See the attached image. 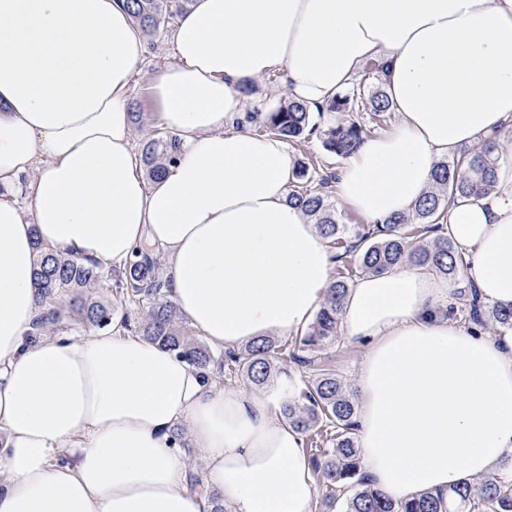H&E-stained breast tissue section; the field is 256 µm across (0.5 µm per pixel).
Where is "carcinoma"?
I'll return each instance as SVG.
<instances>
[{
  "mask_svg": "<svg viewBox=\"0 0 512 512\" xmlns=\"http://www.w3.org/2000/svg\"><path fill=\"white\" fill-rule=\"evenodd\" d=\"M191 0H126L135 23L146 33H154L168 19L183 14ZM392 111L381 89L355 84L319 107L333 120L322 128L314 122L313 111L304 103L285 101L256 119L255 131L261 136L296 142L318 134L326 151L346 158L361 144L366 130L351 118L366 112L375 121ZM181 138L155 128L145 133L140 157L147 177L163 175L166 165L178 159ZM499 153L491 145H481L460 157L435 165L432 190L415 206L413 215L395 214L383 224H340L328 201L327 188L336 179L330 166L296 164L295 176L301 184L291 185L288 200L300 207L317 224L322 235L344 252L335 256L341 262L354 254V262L342 265L328 286L327 299L306 332L290 341L259 338L238 351L215 352L192 336L181 324L176 307L166 299L165 283L158 274L159 256L137 250L123 270L105 269V263H85L55 255L36 243L35 279L41 302L54 313L56 301L73 295L70 310L86 326L103 329L112 325L116 308L99 301H86L78 292L105 288L115 276L124 287L120 301L142 309L144 317L132 323L123 317L122 326L139 336L161 343L186 359L193 367L207 371L223 369L228 379L243 378L258 392H267L288 374L292 363L301 384L283 401L282 414L305 437L317 488L322 491L320 512H512V479L499 470L448 492H426L410 501H395L374 488L360 473L355 433L358 404L354 391L325 363L322 351L334 345L340 329L342 302L357 274H381L400 265L425 267L457 285L456 296L465 320L483 330H512V310L487 308L476 288L460 285L464 265L446 233L448 207L459 196L479 197L494 183Z\"/></svg>",
  "mask_w": 512,
  "mask_h": 512,
  "instance_id": "cac0c4a2",
  "label": "carcinoma"
}]
</instances>
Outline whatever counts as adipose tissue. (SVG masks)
<instances>
[{
	"instance_id": "adipose-tissue-1",
	"label": "adipose tissue",
	"mask_w": 512,
	"mask_h": 512,
	"mask_svg": "<svg viewBox=\"0 0 512 512\" xmlns=\"http://www.w3.org/2000/svg\"><path fill=\"white\" fill-rule=\"evenodd\" d=\"M154 80L183 141L155 181L131 141L129 90L148 46L124 0H0V512H314L301 433L277 397L219 387L159 343L65 330L28 342L36 244L121 268L143 242L211 345L305 332L332 256L288 200L281 139L251 132L239 88L277 71L309 107L384 67L396 126L339 171L341 204L380 224L411 212L437 162L500 137L493 189L447 230L483 303L512 308V0H192ZM341 325L364 347L361 472L413 499L512 471V331L448 316V280L416 266L363 275ZM208 455L194 490L173 429Z\"/></svg>"
}]
</instances>
